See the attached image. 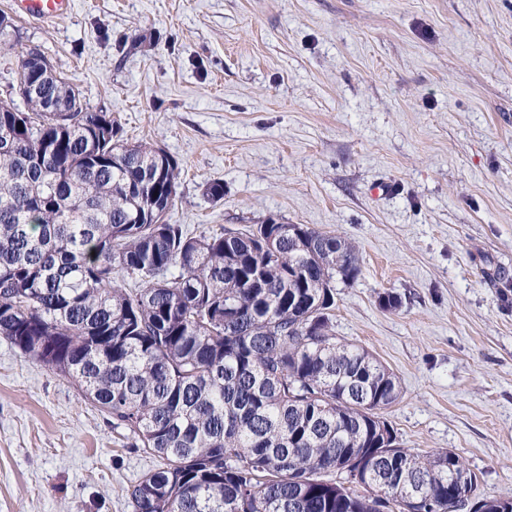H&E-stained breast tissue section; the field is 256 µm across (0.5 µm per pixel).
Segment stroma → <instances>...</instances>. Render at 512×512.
I'll return each mask as SVG.
<instances>
[{
	"instance_id": "stroma-1",
	"label": "stroma",
	"mask_w": 512,
	"mask_h": 512,
	"mask_svg": "<svg viewBox=\"0 0 512 512\" xmlns=\"http://www.w3.org/2000/svg\"><path fill=\"white\" fill-rule=\"evenodd\" d=\"M0 14V99L23 54H44L122 139L177 160L169 223L275 217L355 245L333 331L397 376L383 417L402 447L453 450L486 496H512V0H75L51 23L0 0ZM154 465L0 338V512H132L125 490Z\"/></svg>"
}]
</instances>
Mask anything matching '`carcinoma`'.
<instances>
[{"label": "carcinoma", "instance_id": "1", "mask_svg": "<svg viewBox=\"0 0 512 512\" xmlns=\"http://www.w3.org/2000/svg\"><path fill=\"white\" fill-rule=\"evenodd\" d=\"M25 109L0 111V337L73 381L157 464L133 512H382L336 480L361 468L394 508L512 512L452 450L420 457L381 411L396 375L336 338L354 245L308 224L193 235L152 223L178 163L118 138L48 65ZM276 252L265 250V234Z\"/></svg>", "mask_w": 512, "mask_h": 512}]
</instances>
